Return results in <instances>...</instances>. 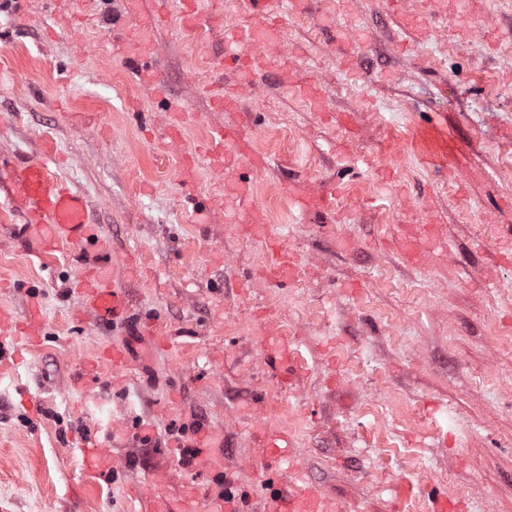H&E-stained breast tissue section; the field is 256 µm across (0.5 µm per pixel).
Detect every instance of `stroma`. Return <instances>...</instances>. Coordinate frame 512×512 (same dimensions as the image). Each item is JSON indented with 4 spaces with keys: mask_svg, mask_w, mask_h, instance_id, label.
<instances>
[{
    "mask_svg": "<svg viewBox=\"0 0 512 512\" xmlns=\"http://www.w3.org/2000/svg\"><path fill=\"white\" fill-rule=\"evenodd\" d=\"M126 2L0 10V169L43 163L83 198L133 312L82 315L79 247L40 251L0 193V313L22 322L36 305L40 334L0 357V512H132V483L173 512L223 469L254 510L267 493L254 414L287 432L332 512H429L434 494L455 512H512V0H315L288 7L272 41L244 0H197L257 32L261 70L221 80L223 31L186 28L168 0L158 77L190 114L173 143L112 53ZM220 88L236 111L214 106ZM227 123L268 162L236 165L267 235L231 223L205 151ZM432 127L447 166L424 161ZM293 177L334 192L323 222L283 193ZM273 239L297 261L285 285L270 277ZM273 336L295 350L293 383L264 365ZM114 346L129 356L117 382L93 372ZM203 420L224 444L190 474L178 449L131 436L146 424L165 444ZM77 432L107 448L112 477L84 468Z\"/></svg>",
    "mask_w": 512,
    "mask_h": 512,
    "instance_id": "35a3bbf8",
    "label": "stroma"
}]
</instances>
